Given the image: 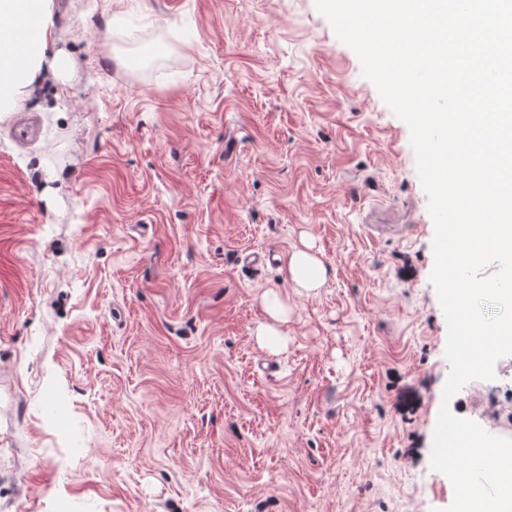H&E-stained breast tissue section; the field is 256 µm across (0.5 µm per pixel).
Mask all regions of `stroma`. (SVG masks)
<instances>
[{"label":"stroma","mask_w":512,"mask_h":512,"mask_svg":"<svg viewBox=\"0 0 512 512\" xmlns=\"http://www.w3.org/2000/svg\"><path fill=\"white\" fill-rule=\"evenodd\" d=\"M44 23L0 105V512H444L440 407L512 439V356L443 402L410 129L315 0ZM306 244L309 293L281 270ZM283 271L287 281L289 280L295 288L307 292L321 288L327 274L323 263L314 254L302 249L285 256Z\"/></svg>","instance_id":"stroma-1"}]
</instances>
